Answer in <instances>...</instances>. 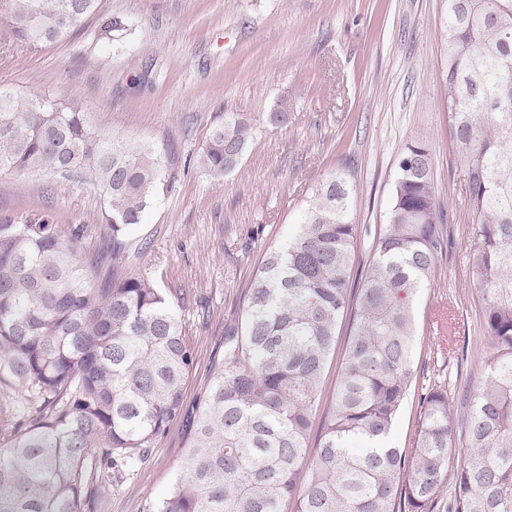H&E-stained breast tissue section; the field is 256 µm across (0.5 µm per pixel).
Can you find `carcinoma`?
<instances>
[{
	"label": "carcinoma",
	"instance_id": "carcinoma-1",
	"mask_svg": "<svg viewBox=\"0 0 512 512\" xmlns=\"http://www.w3.org/2000/svg\"><path fill=\"white\" fill-rule=\"evenodd\" d=\"M99 0H9L4 24L29 48L66 39ZM113 45L128 24L102 25ZM512 0H448L445 85L455 161L468 184L470 260L488 347L484 378L455 410L422 388L413 446L389 442L418 380L412 301L445 250L432 159L405 145L388 224L351 285L352 188L333 173L297 224L266 249L241 330L224 336L170 490L145 512H433L451 472L456 419L468 457L447 512H512ZM277 102L269 121L288 124ZM251 124L227 114L202 163L239 164ZM0 171L80 178L104 200L112 260L165 187L161 149L105 137L72 100L0 91ZM85 227L49 211L0 213V382L33 409L0 448V512H96L183 414L195 363L172 300L150 276L111 277L82 258ZM349 334L339 344V327ZM337 362L336 389L323 392ZM316 447H308L314 421Z\"/></svg>",
	"mask_w": 512,
	"mask_h": 512
}]
</instances>
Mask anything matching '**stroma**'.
Segmentation results:
<instances>
[{"label": "stroma", "instance_id": "obj_1", "mask_svg": "<svg viewBox=\"0 0 512 512\" xmlns=\"http://www.w3.org/2000/svg\"><path fill=\"white\" fill-rule=\"evenodd\" d=\"M446 0H99L64 41L38 50L0 28V89L78 102L100 133L158 146L174 177L124 239L115 276L156 278L177 306L196 356L173 422L137 475L100 512H143L172 486L224 333L267 247L284 240L317 183L346 169L359 232L353 281L374 256L405 144L426 145L448 240L414 301V360L449 398L482 378L484 326L469 259L468 186L453 162L443 81ZM131 26L121 48L101 32ZM293 113L269 123L280 98ZM236 113L255 128L238 166L217 178L201 156L212 128ZM103 200L83 181L0 173V212L48 210L85 227L94 257L107 230ZM454 313L451 350L430 349L436 318Z\"/></svg>", "mask_w": 512, "mask_h": 512}]
</instances>
